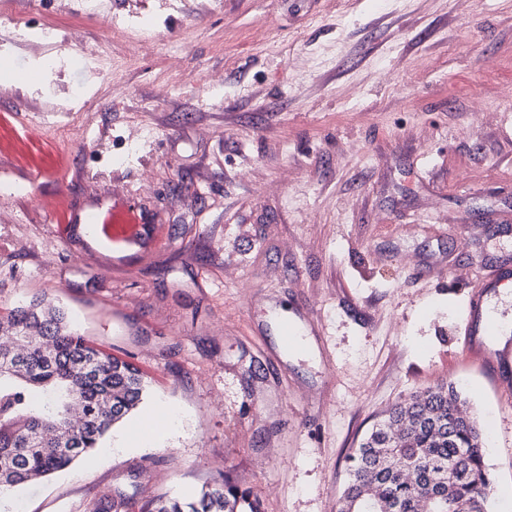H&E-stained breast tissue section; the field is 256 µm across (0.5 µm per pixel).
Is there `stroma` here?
<instances>
[{"instance_id": "35a3bbf8", "label": "stroma", "mask_w": 512, "mask_h": 512, "mask_svg": "<svg viewBox=\"0 0 512 512\" xmlns=\"http://www.w3.org/2000/svg\"><path fill=\"white\" fill-rule=\"evenodd\" d=\"M80 2L15 0L0 36L36 56L33 26ZM139 8L158 18L132 62L108 19ZM165 9L103 0L87 22L96 72L0 96V308L47 295L152 380L89 460L0 512H90L117 487L184 497L225 474L262 512H337L364 434L442 383L485 429L495 512H512V407L493 366L464 353L472 285L512 265V223L488 228L512 214V104L496 94L512 83V0ZM211 71L224 86L205 94ZM34 168L40 188L18 197ZM115 194L158 226L130 267L50 221ZM269 301L311 309L319 338L306 353L283 347ZM158 405L179 421L142 442L137 424Z\"/></svg>"}]
</instances>
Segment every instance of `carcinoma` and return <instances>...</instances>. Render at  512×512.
<instances>
[{
    "label": "carcinoma",
    "instance_id": "carcinoma-1",
    "mask_svg": "<svg viewBox=\"0 0 512 512\" xmlns=\"http://www.w3.org/2000/svg\"><path fill=\"white\" fill-rule=\"evenodd\" d=\"M0 497L87 459L146 395V374L74 332L46 296L0 313ZM460 392L394 405L355 448L338 512H492L483 432ZM95 512H260L229 478L192 498L115 489Z\"/></svg>",
    "mask_w": 512,
    "mask_h": 512
}]
</instances>
